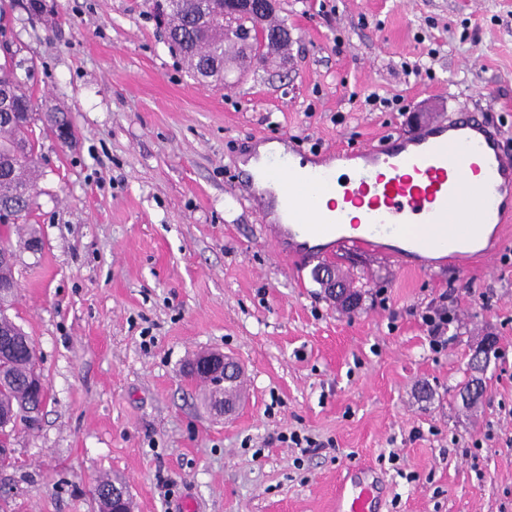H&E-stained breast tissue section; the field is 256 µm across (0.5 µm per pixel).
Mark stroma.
Listing matches in <instances>:
<instances>
[{"instance_id":"stroma-1","label":"stroma","mask_w":512,"mask_h":512,"mask_svg":"<svg viewBox=\"0 0 512 512\" xmlns=\"http://www.w3.org/2000/svg\"><path fill=\"white\" fill-rule=\"evenodd\" d=\"M45 2L36 16L15 0L6 37L38 110L67 112L74 139H41L40 247L17 251L7 314L50 399L0 469V512H98L103 474L134 512H336L353 466L380 512H512V231L463 270L336 251L328 264L362 289L349 314L273 247L269 210L235 198L241 158L284 137L313 160L468 111L512 151V0H279L287 49L226 65L220 85L192 76L146 0ZM421 58L430 74L405 81L401 62ZM443 293L436 351L419 311ZM488 338L487 393L464 404ZM214 350L247 380L227 414L182 375Z\"/></svg>"}]
</instances>
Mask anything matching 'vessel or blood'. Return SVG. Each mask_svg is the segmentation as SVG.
I'll use <instances>...</instances> for the list:
<instances>
[{"mask_svg":"<svg viewBox=\"0 0 512 512\" xmlns=\"http://www.w3.org/2000/svg\"><path fill=\"white\" fill-rule=\"evenodd\" d=\"M297 151L270 155L262 174L279 184L287 223L277 225L275 247L291 244L295 267L322 258L314 241L329 247L375 250L398 240L407 253L430 250L468 252L494 258L489 236H503L512 223V154L493 122L465 115L435 119L409 135L393 134L360 153L361 165L341 180V151L311 167H297ZM341 191V202L321 200ZM361 208L351 217L350 207ZM454 224L452 238L430 235L433 227ZM375 490L354 485L340 493L337 512H371Z\"/></svg>","mask_w":512,"mask_h":512,"instance_id":"vessel-or-blood-1","label":"vessel or blood"}]
</instances>
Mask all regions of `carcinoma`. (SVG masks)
<instances>
[{
	"mask_svg": "<svg viewBox=\"0 0 512 512\" xmlns=\"http://www.w3.org/2000/svg\"><path fill=\"white\" fill-rule=\"evenodd\" d=\"M153 8L166 18L165 42L181 53L194 75L224 67L226 47L237 48L234 60L243 64L252 46L240 38L243 27L224 29L217 0H152ZM17 63L0 62V207L18 220L29 216L37 173L39 139L34 137L36 122L43 134L54 135L68 122L60 112L39 115L35 104L16 76ZM10 299L0 297V412L20 417L29 430L26 412L42 415L47 397L31 390L35 361L29 351L32 341L6 314ZM115 479L101 478L93 486L99 512L112 510Z\"/></svg>",
	"mask_w": 512,
	"mask_h": 512,
	"instance_id": "cac0c4a2",
	"label": "carcinoma"
}]
</instances>
